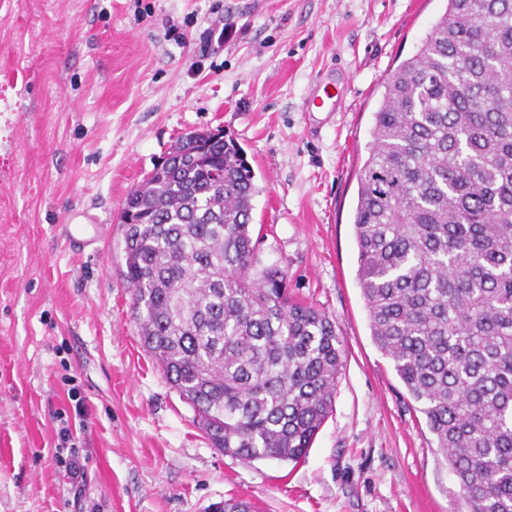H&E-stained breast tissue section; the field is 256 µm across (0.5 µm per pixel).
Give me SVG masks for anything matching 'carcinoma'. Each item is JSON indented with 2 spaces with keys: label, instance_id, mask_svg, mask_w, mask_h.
I'll use <instances>...</instances> for the list:
<instances>
[{
  "label": "carcinoma",
  "instance_id": "1",
  "mask_svg": "<svg viewBox=\"0 0 512 512\" xmlns=\"http://www.w3.org/2000/svg\"><path fill=\"white\" fill-rule=\"evenodd\" d=\"M383 88L353 212L370 335L463 512H512V0H446ZM172 149L124 203L141 344L213 447L296 463L333 413L336 322L256 269L259 188L235 142Z\"/></svg>",
  "mask_w": 512,
  "mask_h": 512
}]
</instances>
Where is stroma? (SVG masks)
<instances>
[{
    "instance_id": "35a3bbf8",
    "label": "stroma",
    "mask_w": 512,
    "mask_h": 512,
    "mask_svg": "<svg viewBox=\"0 0 512 512\" xmlns=\"http://www.w3.org/2000/svg\"><path fill=\"white\" fill-rule=\"evenodd\" d=\"M444 6L0 0V512H455L459 486L372 341L352 225L383 83ZM332 75L343 111L305 114ZM217 127L255 174L260 266L287 270L345 348L333 412L295 464L212 448L132 315L125 198L179 136ZM72 220L107 230L79 250ZM79 400L87 426L61 442Z\"/></svg>"
}]
</instances>
